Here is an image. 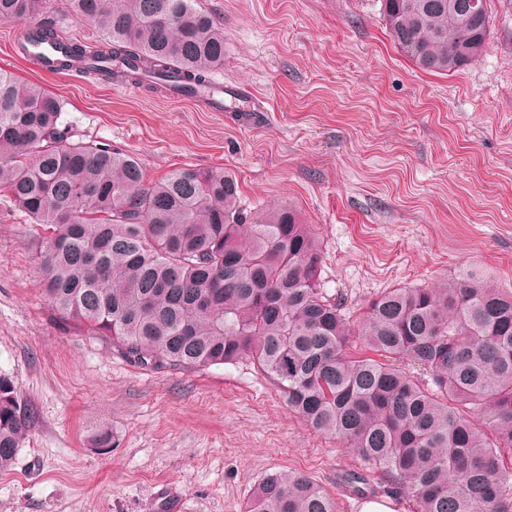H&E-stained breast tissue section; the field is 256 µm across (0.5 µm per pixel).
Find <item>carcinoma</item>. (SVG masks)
Instances as JSON below:
<instances>
[{
  "label": "carcinoma",
  "mask_w": 512,
  "mask_h": 512,
  "mask_svg": "<svg viewBox=\"0 0 512 512\" xmlns=\"http://www.w3.org/2000/svg\"><path fill=\"white\" fill-rule=\"evenodd\" d=\"M383 0L389 36L427 72L487 45L486 0ZM105 37L60 67L192 92L224 66V28L198 0H66ZM0 21L57 34L47 0H0ZM59 99L0 69V191L46 240L59 313L151 369L254 361L314 430L353 448L412 512H512V294L474 281L392 288L355 321L320 284L321 247L290 208L240 206L236 177L139 161L72 139ZM32 413L0 375V471ZM244 512H337L300 471L264 478Z\"/></svg>",
  "instance_id": "cac0c4a2"
}]
</instances>
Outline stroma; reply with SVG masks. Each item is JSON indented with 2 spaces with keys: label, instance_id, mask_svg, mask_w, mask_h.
Here are the masks:
<instances>
[{
  "label": "stroma",
  "instance_id": "stroma-1",
  "mask_svg": "<svg viewBox=\"0 0 512 512\" xmlns=\"http://www.w3.org/2000/svg\"><path fill=\"white\" fill-rule=\"evenodd\" d=\"M224 27L221 81L247 112L74 71L42 74L0 22V68L63 103L74 139L135 156L147 181L181 167L224 170L242 205L293 208L313 225L321 286L358 316L391 288L474 279L512 290V0H487L480 59L427 73L393 44L382 0H200ZM45 244L0 192V374L34 421L0 512H241L269 474L302 471L340 512L362 495L353 449L291 412L253 365L144 369L62 321L42 293ZM106 432L109 451L94 440Z\"/></svg>",
  "mask_w": 512,
  "mask_h": 512
}]
</instances>
